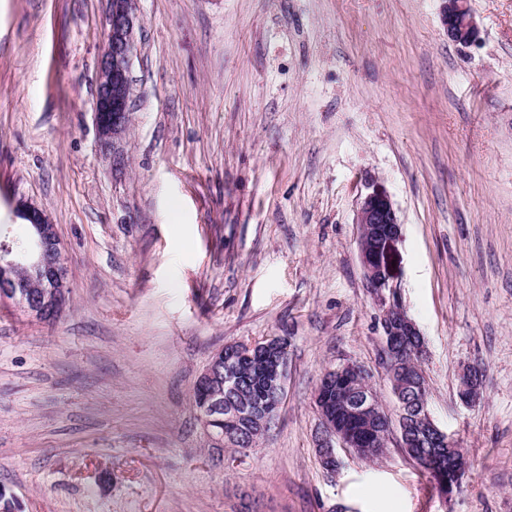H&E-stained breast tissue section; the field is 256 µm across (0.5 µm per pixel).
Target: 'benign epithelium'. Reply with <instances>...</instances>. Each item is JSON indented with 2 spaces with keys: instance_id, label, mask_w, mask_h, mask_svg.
I'll return each instance as SVG.
<instances>
[{
  "instance_id": "benign-epithelium-1",
  "label": "benign epithelium",
  "mask_w": 512,
  "mask_h": 512,
  "mask_svg": "<svg viewBox=\"0 0 512 512\" xmlns=\"http://www.w3.org/2000/svg\"><path fill=\"white\" fill-rule=\"evenodd\" d=\"M106 4L105 44L98 59L95 88L94 122L101 154L121 163L117 143L130 126L133 103L131 67L138 51V0H104ZM441 18L448 39L468 45L476 41L478 27L469 9L468 0H441ZM16 214L29 227V248L22 255L8 259L11 252L7 238L0 239V300H9L22 308L28 317L38 323H51L62 317L71 306L70 285L67 277L57 225L37 206L19 200ZM355 223L359 224L358 253L367 286L380 308L381 325L385 336H418L416 324L408 317L395 283L396 245L401 237V224L393 201L385 186L374 182L369 191L357 200ZM273 343L265 354V378L273 398V407L280 406L285 393L288 374V346L283 337L269 336ZM383 365L398 402L400 415H405L396 381L395 353L385 350ZM356 381L367 380L358 388V396L351 400L348 394L336 389L338 369L326 370L315 393V406L321 418L322 436L319 456L325 469L334 471L339 466L336 448H347L349 442L343 430L336 425V402L346 403L356 417L372 420L377 416L376 393L371 372L354 362H345ZM224 350H219L198 376L194 390L197 393V416L206 445L218 452L229 443L227 432L220 434L212 423L224 418ZM416 421L420 430L437 444L450 449L454 440L444 433L430 417L422 404Z\"/></svg>"
}]
</instances>
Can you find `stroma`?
Wrapping results in <instances>:
<instances>
[{"mask_svg":"<svg viewBox=\"0 0 512 512\" xmlns=\"http://www.w3.org/2000/svg\"><path fill=\"white\" fill-rule=\"evenodd\" d=\"M132 122L111 165L93 121L102 0H0V228L58 226L73 308L0 302V489L16 512H512V0H139ZM402 225L401 302L430 414L460 443L438 497L389 443L317 452L314 392L373 374L381 311L357 249L370 179ZM290 343L279 423L205 445L193 384L225 344ZM480 368V401L457 397ZM441 18L448 38L468 45L476 41L478 27L467 0H441Z\"/></svg>","mask_w":512,"mask_h":512,"instance_id":"stroma-1","label":"stroma"}]
</instances>
